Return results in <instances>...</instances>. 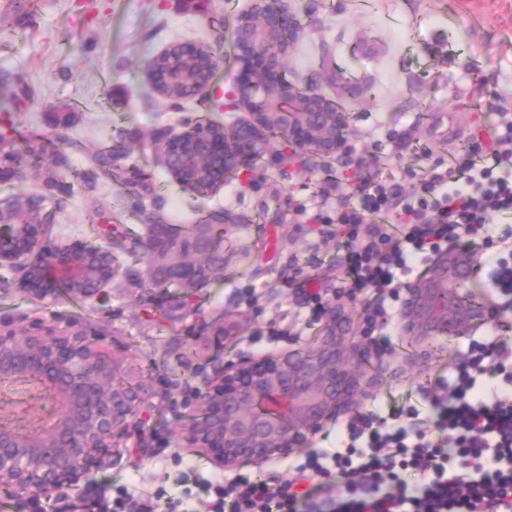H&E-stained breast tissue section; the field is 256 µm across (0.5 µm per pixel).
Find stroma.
Instances as JSON below:
<instances>
[{"mask_svg":"<svg viewBox=\"0 0 512 512\" xmlns=\"http://www.w3.org/2000/svg\"><path fill=\"white\" fill-rule=\"evenodd\" d=\"M289 7L301 33L285 60L287 78L312 85L347 112L349 155L362 174L418 142L441 156L453 138L486 120L474 100H512V0H289ZM214 16L223 19V28L212 27ZM256 17L255 0H210L205 8L199 0H34L26 11L0 0V75L12 76L0 84V99L17 96L18 141L56 140L51 113L67 105L75 114L62 135L84 149L56 166L58 179L83 168L88 152L119 138L130 161L149 174L169 223L193 224L217 211L231 219L224 274L190 303L178 328L143 282L121 270L103 292L82 299L0 287V321L74 322L104 334L112 354L123 366L142 370L148 384L145 405L129 436L117 439L110 467L81 491L42 490L58 512H70L77 495L108 496L125 483L164 490L190 512H207L201 481L214 467L179 437L188 419L184 390L207 388L219 359L248 360L264 347L304 354L316 346L317 325L273 345L267 336L293 306L278 286L289 259L308 276L336 255L316 226L294 221L291 199L302 195L310 174L268 151L247 179L227 178L202 199L168 172L155 143L160 129L179 127L186 115L229 127L246 114L196 96L175 109L148 84L147 58L191 43L224 58L237 26ZM48 209L46 230L55 243L97 241L84 196L56 195ZM249 288L254 297L246 296ZM219 317L235 324L233 337L225 338L221 352L197 357ZM429 350L428 362H421L406 336L392 335L382 378L369 396L357 397L356 411L369 412L378 403L388 409L420 405V386L464 361L467 340L437 339Z\"/></svg>","mask_w":512,"mask_h":512,"instance_id":"35a3bbf8","label":"stroma"}]
</instances>
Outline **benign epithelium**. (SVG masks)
<instances>
[{"label": "benign epithelium", "instance_id": "obj_1", "mask_svg": "<svg viewBox=\"0 0 512 512\" xmlns=\"http://www.w3.org/2000/svg\"><path fill=\"white\" fill-rule=\"evenodd\" d=\"M262 20L241 24L233 40L237 75L224 93L226 107L241 109L250 120L220 139L203 144L205 156L219 162L216 182L251 169L256 153L267 147L271 126L281 127V144L293 161L309 153L345 151V117L322 96L307 92L297 106L281 109V98L297 94L283 71L299 25L288 0H259ZM167 48L147 64L152 87L162 90L174 72L161 65ZM43 237L42 226L29 224L19 239L0 245V269L21 267L25 291L43 296L66 282L82 289L87 282V246L75 242L54 247L38 261L30 259L28 242ZM473 258L448 251L405 290L399 310L402 331L417 343L433 338L470 335L496 312L482 304L458 302V291L476 276ZM343 303L336 302L330 320L310 354H273L243 362L228 361L214 372L200 416L205 431H185L183 440L203 450L215 465L233 468L260 461L274 452L287 455L306 445L336 407L348 402L357 387L354 363L371 353L366 336L349 356L340 345L346 337ZM88 333L78 326L49 327L33 321L23 328L0 329V377L33 385L40 401L50 404V421L29 430L0 424V486L24 494L35 488L79 489L112 457V434L125 430L143 404L121 387H109L116 362L103 350L91 355ZM92 373L98 386L79 383Z\"/></svg>", "mask_w": 512, "mask_h": 512}]
</instances>
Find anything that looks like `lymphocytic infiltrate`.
Listing matches in <instances>:
<instances>
[{
  "label": "lymphocytic infiltrate",
  "instance_id": "lymphocytic-infiltrate-1",
  "mask_svg": "<svg viewBox=\"0 0 512 512\" xmlns=\"http://www.w3.org/2000/svg\"><path fill=\"white\" fill-rule=\"evenodd\" d=\"M403 161L385 163L350 194L324 175L328 209L297 200L300 223L319 225L340 255L300 288L302 306L320 321L332 299L363 312L361 335L397 323L400 291L447 248L473 251L495 241L480 266L486 294L512 311V233L491 237L495 221L512 216V109L448 151L438 170L413 171L416 193L402 192ZM512 324L499 321L469 341L468 360L423 389V404L399 415L361 414L336 428V448L292 463L281 484L259 476L210 474L209 512H305L316 495L343 487L336 512H512V384L497 377L512 345ZM164 492L115 487L111 501L80 498L73 512H174Z\"/></svg>",
  "mask_w": 512,
  "mask_h": 512
}]
</instances>
